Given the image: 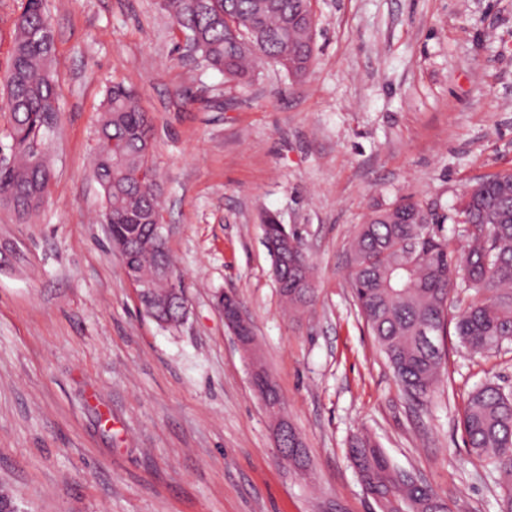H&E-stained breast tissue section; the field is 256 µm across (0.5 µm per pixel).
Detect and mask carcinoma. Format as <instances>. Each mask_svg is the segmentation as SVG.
<instances>
[{
  "instance_id": "cac0c4a2",
  "label": "carcinoma",
  "mask_w": 512,
  "mask_h": 512,
  "mask_svg": "<svg viewBox=\"0 0 512 512\" xmlns=\"http://www.w3.org/2000/svg\"><path fill=\"white\" fill-rule=\"evenodd\" d=\"M172 23L192 41L195 54L228 81L241 82L257 62L276 64L302 79L312 66L310 0H163ZM55 40L42 0H26L14 26L8 68L0 93L10 113L5 137L12 158L0 172V202L17 219L31 222L50 190V165L36 161L48 145L49 120L59 112L54 78ZM152 122L138 94L117 84L108 89L93 174L101 188L103 219L112 224L127 274L154 276L172 267L167 247L155 236L160 217L157 178L138 179L151 165ZM459 247L443 233L447 217L428 205L403 200L361 225L350 253V287L358 312L385 354L404 391L428 401L444 380L445 336L454 325L460 347L480 353L512 344V171L491 174L467 187ZM266 248L280 261L274 275L291 307L310 303L312 267L298 235L283 238L268 215ZM469 297L453 316L456 289ZM474 461L497 474L501 512H512V393L486 385L467 399L460 420ZM284 446L300 465L304 451L294 429ZM355 472L379 512H452L429 485L393 466L368 434L348 448Z\"/></svg>"
}]
</instances>
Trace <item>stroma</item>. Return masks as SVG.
Here are the masks:
<instances>
[{
	"instance_id": "obj_1",
	"label": "stroma",
	"mask_w": 512,
	"mask_h": 512,
	"mask_svg": "<svg viewBox=\"0 0 512 512\" xmlns=\"http://www.w3.org/2000/svg\"><path fill=\"white\" fill-rule=\"evenodd\" d=\"M314 63L244 83L188 55L161 0H43L59 114L39 215L0 208V487L17 512H377L350 463L370 433L453 512H499L501 489L458 419L512 345L449 347L425 404L405 393L349 284L351 242L411 198L454 215L462 192L512 171V0H312ZM153 118L167 246L188 315L140 307L101 218L89 160L107 87ZM272 214L315 271L287 312L262 242ZM236 295L306 452L282 460L224 323Z\"/></svg>"
}]
</instances>
